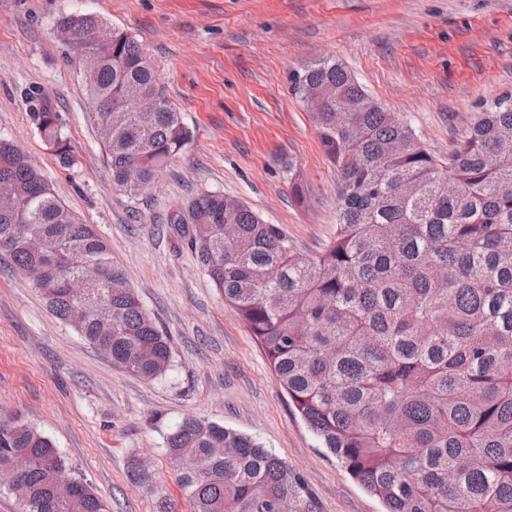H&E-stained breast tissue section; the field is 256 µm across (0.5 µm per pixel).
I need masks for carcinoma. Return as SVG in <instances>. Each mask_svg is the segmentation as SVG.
I'll list each match as a JSON object with an SVG mask.
<instances>
[{
  "instance_id": "cac0c4a2",
  "label": "carcinoma",
  "mask_w": 512,
  "mask_h": 512,
  "mask_svg": "<svg viewBox=\"0 0 512 512\" xmlns=\"http://www.w3.org/2000/svg\"><path fill=\"white\" fill-rule=\"evenodd\" d=\"M92 50L83 81L116 190L148 192L192 141L150 58L95 14H69ZM338 177L336 236L300 253L277 224L220 192L195 196L171 223L214 288L248 328L323 447L378 497L385 512H512V98L494 100L443 161L412 125L386 112L333 60L290 77ZM131 94L150 115L123 112ZM30 119L68 167L61 114L32 91ZM351 109L348 122L336 109ZM413 182L419 192L404 195ZM0 253L33 278L51 313L69 322L81 300L69 280L100 269L98 301L74 325L105 343L112 366L145 380L173 366L171 339L143 306L112 246L81 222L15 144L0 139ZM191 512H320L304 479L255 439L193 416L165 436ZM23 462L22 512H107L50 437L0 418V469ZM134 483L152 475L129 461Z\"/></svg>"
}]
</instances>
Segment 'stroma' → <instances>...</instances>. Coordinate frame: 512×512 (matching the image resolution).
I'll use <instances>...</instances> for the list:
<instances>
[{
    "label": "stroma",
    "instance_id": "1",
    "mask_svg": "<svg viewBox=\"0 0 512 512\" xmlns=\"http://www.w3.org/2000/svg\"><path fill=\"white\" fill-rule=\"evenodd\" d=\"M79 13L136 39L193 132L146 197L112 187L78 53L57 32L60 16ZM324 58L345 66L444 159L485 105L512 96V0H0V139L20 147L59 199L96 225L172 340L166 377L113 368L0 255V416L49 436L112 512H156L161 494L176 512H190L164 444L189 415L284 459L321 512H383L293 413L263 349L170 224L194 195L217 191L280 225L304 254L333 238L336 173L289 89L292 71ZM29 90L60 112L71 167L37 134ZM135 455L147 461L153 489L131 483Z\"/></svg>",
    "mask_w": 512,
    "mask_h": 512
}]
</instances>
